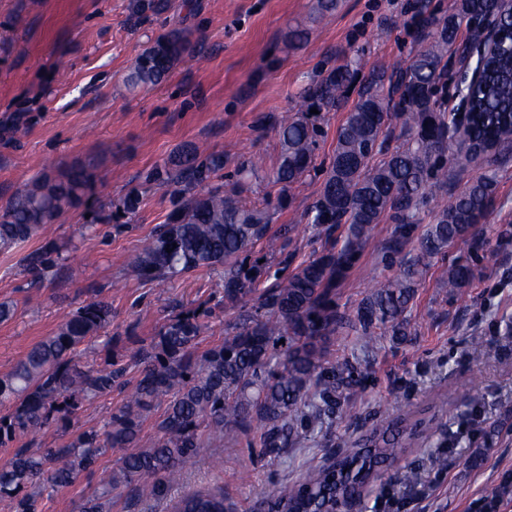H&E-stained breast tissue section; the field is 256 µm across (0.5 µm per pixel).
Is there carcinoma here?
Wrapping results in <instances>:
<instances>
[{"instance_id":"cac0c4a2","label":"carcinoma","mask_w":512,"mask_h":512,"mask_svg":"<svg viewBox=\"0 0 512 512\" xmlns=\"http://www.w3.org/2000/svg\"><path fill=\"white\" fill-rule=\"evenodd\" d=\"M170 0H130V12L161 14ZM498 18L501 48L479 60L483 80L460 83L455 94L468 102L471 119L457 121L441 90L448 76V54L466 30V43L484 39L480 21ZM424 46L391 70L373 69L357 88V102L336 134L330 166L323 171L311 224L324 239L321 252L268 282L267 263L253 255L271 222L266 208L246 203L241 183L224 188V153L203 154L186 145L145 180L172 188L173 209L125 265L140 278L164 282L201 268L224 267V306L242 307L258 293L257 306L233 334L205 351L200 339L212 330L213 311H182L132 354L138 367L134 389L105 423V437L85 430L55 448L33 452L26 437L51 423H66L86 402L123 390L128 365L112 354L103 362L76 360L80 345L100 337L110 325L112 307L91 301L53 335L37 342L0 375V447L13 449L0 467V498L15 512H37L43 492L73 485L91 471L107 449L122 451L120 467L86 496L79 512H112V489L133 487L139 497L166 498L184 467L224 445V431L245 426L259 433L269 454L294 445L307 427L301 409L316 416L336 413L342 390L364 391L357 369L328 359L327 340L356 336L370 347L378 336L408 335L409 304L448 246L473 235L483 223L497 189V169L488 165L459 193L432 211L424 229L422 213L448 184V160L466 167L489 146L497 156L512 152V12L504 0H456L446 15L422 11L414 21ZM196 49L189 33L171 30L137 56L128 90L155 86ZM360 57L317 75L300 95L299 109L273 118L280 143L269 177L286 188L317 172L314 147L322 112H332L354 88ZM318 113H310L311 109ZM92 169L77 166L44 175L16 193L0 212V251L9 252L76 207L90 191ZM139 194L131 191L116 211L134 216ZM393 225L379 243L386 268L354 315L339 311L336 288L363 255L370 232ZM416 253L404 258L410 242ZM176 244L171 251L167 245ZM60 248L46 244L20 258L29 282L52 278ZM475 278L473 266L458 261L440 270V287L460 294ZM285 343H280V340ZM157 437L140 445L142 424L160 403ZM412 435L405 421L375 428L331 462L309 469L295 482L278 484L268 495V512H334L339 499L362 498L377 472L395 462ZM172 512H224V490L201 487L178 499Z\"/></svg>"}]
</instances>
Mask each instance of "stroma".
Instances as JSON below:
<instances>
[{"label":"stroma","instance_id":"1","mask_svg":"<svg viewBox=\"0 0 512 512\" xmlns=\"http://www.w3.org/2000/svg\"><path fill=\"white\" fill-rule=\"evenodd\" d=\"M129 0H0V208L45 172L95 158L97 177L87 202L71 209L19 251L0 253V302L13 318L0 323V375L35 343L52 335L72 314L98 299L112 306V350L130 356L134 341L156 335L185 309L217 310L205 346L223 341L241 309L223 305V267L202 268L166 282H146L123 265L142 247L172 208L167 189L145 183V173L178 147L194 143L223 152L225 175L263 157L277 162L280 145L270 115L297 108L301 89L319 72L359 55L367 68L411 59L420 49L414 20L420 10L448 13L454 0H339L315 17V0H171L168 11L135 18ZM304 29L299 45L285 49L289 30ZM179 28L202 45L158 86L130 92L125 77L138 54L158 35ZM498 187L477 243L457 242L438 262L463 259L476 270L464 295L449 294L436 277L418 287L409 315L410 334L397 342L380 336L376 348L330 340L336 361H351L368 384L345 395L332 423L312 424L296 448L261 455L252 434L232 430L184 471L167 500L115 491L112 512H169L171 500L198 487L223 488L229 512H253L264 492L298 479L338 448L398 418L420 423L431 441L414 440L400 466L418 474L415 485L399 479L400 466L382 469L356 512H512V494L493 499L512 476V157L498 160ZM311 176L288 188L249 180L247 201H271L276 212L257 255L277 264L281 248L294 263L322 250L307 212L320 188ZM142 203L128 224L112 220V205L131 190ZM96 222H89V215ZM300 224L304 235L285 243L280 229ZM378 224L369 245L337 290L342 311L354 314L384 275L377 255L389 236ZM62 249L56 275L30 284L21 254L46 243ZM115 391L87 402L64 426L30 435L32 449L58 445L80 431L102 427L126 399ZM481 455L472 464L473 455ZM101 457L93 472L71 487L44 496L45 512H79L84 496L115 467Z\"/></svg>","mask_w":512,"mask_h":512}]
</instances>
